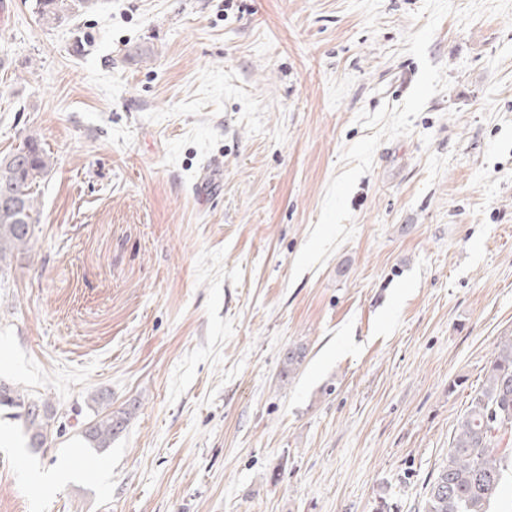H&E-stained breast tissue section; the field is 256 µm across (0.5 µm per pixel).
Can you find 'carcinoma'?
Returning <instances> with one entry per match:
<instances>
[{"label":"carcinoma","instance_id":"carcinoma-1","mask_svg":"<svg viewBox=\"0 0 512 512\" xmlns=\"http://www.w3.org/2000/svg\"><path fill=\"white\" fill-rule=\"evenodd\" d=\"M93 0H36L39 21L53 27L72 8L88 10ZM18 157L12 152L0 158V190L14 194L11 202L0 199V264L16 251L30 247L34 224L38 223L36 187L52 166L50 156L38 140L30 137ZM306 348L292 346L282 358L281 376L289 377L303 364ZM25 422L31 445L41 446L47 438L44 412L34 401L28 404ZM125 418L110 415L88 431L99 448L110 445L122 432ZM512 468V338L498 344L487 366L484 380L471 396L458 433L448 448V461L437 472L422 512H488L501 489L504 472Z\"/></svg>","mask_w":512,"mask_h":512}]
</instances>
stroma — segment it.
<instances>
[{"label": "stroma", "instance_id": "stroma-1", "mask_svg": "<svg viewBox=\"0 0 512 512\" xmlns=\"http://www.w3.org/2000/svg\"><path fill=\"white\" fill-rule=\"evenodd\" d=\"M34 4L0 156L53 165L0 382L49 427L0 407V512H420L512 336V0ZM68 0H36V13L38 14L39 21L46 27H53L66 18L70 10L85 9L88 10L93 5V0H71L72 3H67ZM77 2V4H75ZM74 6L75 8H73ZM44 412L40 405L34 401L28 404L25 412V422L31 432L30 443L32 446H41L47 438V423L44 421ZM126 420L119 415H110L98 420L88 431L89 438L96 443L97 448H106L110 445L112 437L122 432Z\"/></svg>", "mask_w": 512, "mask_h": 512}]
</instances>
